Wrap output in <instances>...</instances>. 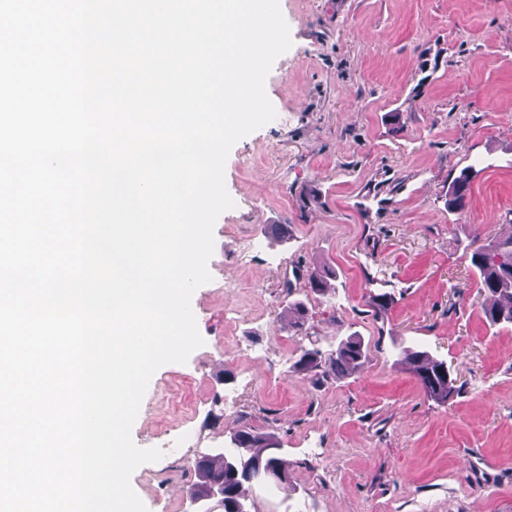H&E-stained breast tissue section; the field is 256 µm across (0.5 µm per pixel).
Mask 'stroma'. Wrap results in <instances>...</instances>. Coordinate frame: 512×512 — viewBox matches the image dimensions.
I'll return each mask as SVG.
<instances>
[{"label":"stroma","mask_w":512,"mask_h":512,"mask_svg":"<svg viewBox=\"0 0 512 512\" xmlns=\"http://www.w3.org/2000/svg\"><path fill=\"white\" fill-rule=\"evenodd\" d=\"M280 7L276 117L227 158L234 206L191 299L204 344L151 378L132 440L163 456L132 487L148 512H197L184 466L254 427L277 436L293 484L246 487L257 512H512V326L486 319L471 264L475 238L512 232V0ZM471 165L467 205L449 210ZM316 265L336 274L322 295L305 285ZM296 301L322 350L359 336L363 367L297 370L311 341L288 330ZM403 350L446 361L457 394L430 399Z\"/></svg>","instance_id":"obj_1"}]
</instances>
